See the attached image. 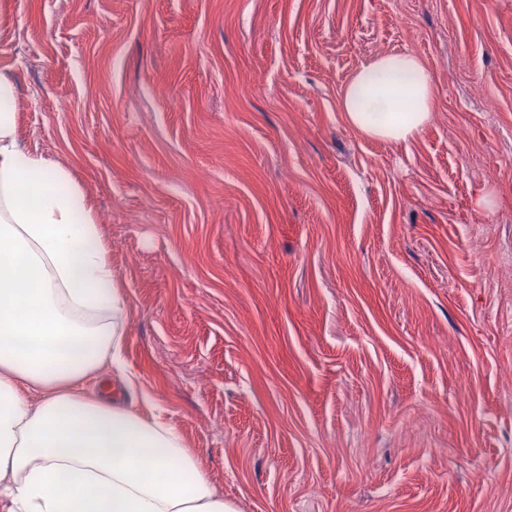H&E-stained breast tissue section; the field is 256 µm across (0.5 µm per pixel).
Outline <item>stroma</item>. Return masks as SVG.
<instances>
[{
    "label": "stroma",
    "mask_w": 512,
    "mask_h": 512,
    "mask_svg": "<svg viewBox=\"0 0 512 512\" xmlns=\"http://www.w3.org/2000/svg\"><path fill=\"white\" fill-rule=\"evenodd\" d=\"M403 51L432 119L362 137L340 89ZM0 72L128 301L135 384L85 396L234 512H512V0H0Z\"/></svg>",
    "instance_id": "stroma-1"
}]
</instances>
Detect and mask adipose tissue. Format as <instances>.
I'll use <instances>...</instances> for the list:
<instances>
[{
  "label": "adipose tissue",
  "instance_id": "1",
  "mask_svg": "<svg viewBox=\"0 0 512 512\" xmlns=\"http://www.w3.org/2000/svg\"><path fill=\"white\" fill-rule=\"evenodd\" d=\"M338 107L365 137L412 140L435 107L430 67L412 52L372 57ZM110 254L70 174L19 142L0 73V512H234L173 424L81 393L122 365Z\"/></svg>",
  "mask_w": 512,
  "mask_h": 512
}]
</instances>
